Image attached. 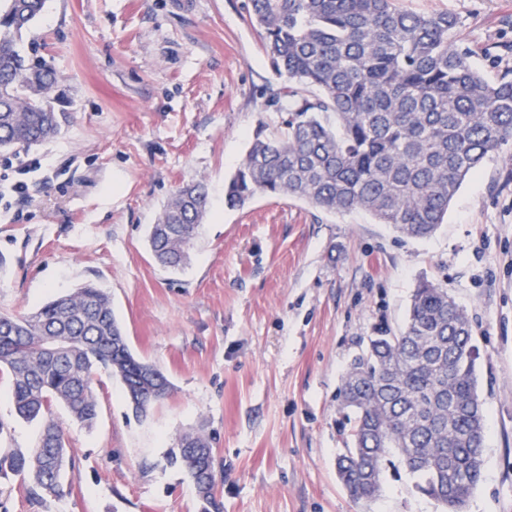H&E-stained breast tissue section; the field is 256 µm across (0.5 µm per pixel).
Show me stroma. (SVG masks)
Instances as JSON below:
<instances>
[{"label": "stroma", "instance_id": "1", "mask_svg": "<svg viewBox=\"0 0 512 512\" xmlns=\"http://www.w3.org/2000/svg\"><path fill=\"white\" fill-rule=\"evenodd\" d=\"M452 12L487 79L512 69V0H402ZM56 69L59 134L25 148L40 160L27 197L0 214V313L31 311L92 283L112 297L133 353L172 389L146 416L121 383L94 379L92 427L62 409L76 466L63 496L31 499L0 478L7 512H201L166 454L199 430L217 460L220 512H439L406 470L352 499L336 473L353 416L342 378L376 327L406 320L419 280L443 284L472 327L486 442L466 512H512V156L466 180L427 239L362 211L331 214L289 197L224 205V181L257 129L276 77L248 0H47L24 34ZM203 182L207 218L186 267L153 259L146 229L179 187ZM0 453L33 448L41 425L15 419L0 378Z\"/></svg>", "mask_w": 512, "mask_h": 512}]
</instances>
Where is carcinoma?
I'll return each instance as SVG.
<instances>
[{
    "mask_svg": "<svg viewBox=\"0 0 512 512\" xmlns=\"http://www.w3.org/2000/svg\"><path fill=\"white\" fill-rule=\"evenodd\" d=\"M46 0H0V149L56 136L57 76L18 43ZM249 19L280 82L267 105L284 112L285 131L259 130L225 183L224 203L292 196L333 213L361 210L414 239L432 236L466 179L512 145V78L487 80L457 44L461 20L421 14L399 0H250ZM206 187H178L150 225L163 267L179 269L207 217ZM57 338L64 350L53 353ZM119 378L135 417L171 384L137 357L103 289L88 284L24 314H0V374L15 414L44 427L36 447L0 457V475L30 478L33 499L61 496L68 441L55 405L92 426L94 373ZM340 396L354 415L337 474L355 500L381 491L383 469L403 464L415 491L442 512H463L484 463L485 415L477 392L472 327L448 288L420 281L402 328L368 337L344 376ZM75 466V459L69 460ZM169 464L193 482L202 512L217 507L215 456L201 432L183 434Z\"/></svg>",
    "mask_w": 512,
    "mask_h": 512,
    "instance_id": "1",
    "label": "carcinoma"
}]
</instances>
